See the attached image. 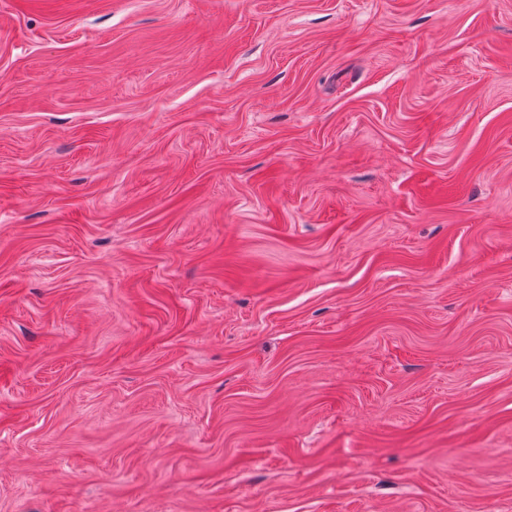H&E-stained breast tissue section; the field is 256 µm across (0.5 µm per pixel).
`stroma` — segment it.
<instances>
[{
  "label": "stroma",
  "mask_w": 512,
  "mask_h": 512,
  "mask_svg": "<svg viewBox=\"0 0 512 512\" xmlns=\"http://www.w3.org/2000/svg\"><path fill=\"white\" fill-rule=\"evenodd\" d=\"M0 512H512V0H0Z\"/></svg>",
  "instance_id": "obj_1"
}]
</instances>
